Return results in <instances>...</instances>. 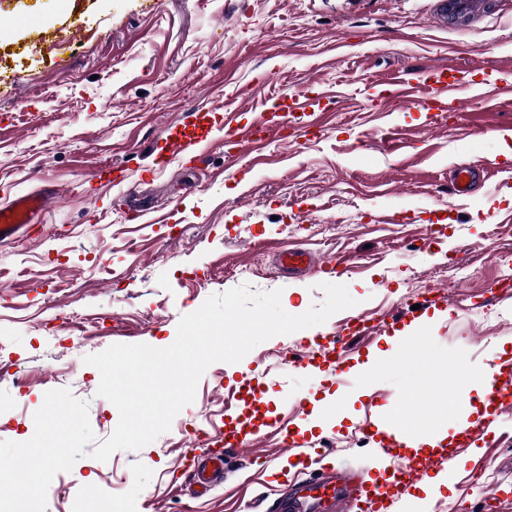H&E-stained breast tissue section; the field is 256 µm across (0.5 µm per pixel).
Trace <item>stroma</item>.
<instances>
[{
    "label": "stroma",
    "instance_id": "35a3bbf8",
    "mask_svg": "<svg viewBox=\"0 0 512 512\" xmlns=\"http://www.w3.org/2000/svg\"><path fill=\"white\" fill-rule=\"evenodd\" d=\"M482 2L462 23L438 19L439 0H0V72L18 81L0 101V204L53 192L39 222L0 243V463L30 456L22 478L0 481V512L100 502L107 512H272L285 484L269 471L282 462L350 471L399 461L374 420L405 406L464 431L453 485L424 512H512L502 504L512 500V405L488 420L455 405L477 395L466 373L498 365L512 338V297L498 293L512 279V156L501 140L512 103L473 96L512 84V0ZM435 68L470 98L467 111L392 95ZM290 95L301 109L260 151L218 142L202 164L156 169L138 193L146 223L123 191L91 179L115 162L138 177L173 126L206 130L232 111L247 128ZM461 166L474 172L463 196L451 185ZM288 243L314 252L318 268L279 274L273 254ZM324 283L356 301L319 326L325 338L355 333L343 372L311 365L302 332L272 337L240 362L210 365L155 441L93 458L119 413L85 356L167 347L181 316L242 285L280 290L299 315L323 300ZM402 327L423 339L409 358L390 342ZM376 352L384 366L362 370ZM246 381L270 423L195 496L187 434L223 436ZM339 399L343 412L311 425Z\"/></svg>",
    "mask_w": 512,
    "mask_h": 512
}]
</instances>
